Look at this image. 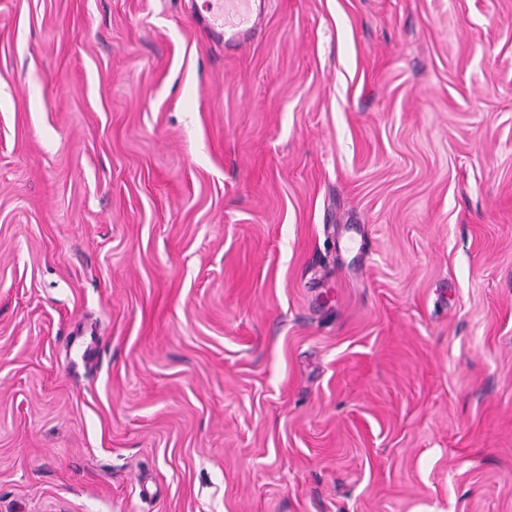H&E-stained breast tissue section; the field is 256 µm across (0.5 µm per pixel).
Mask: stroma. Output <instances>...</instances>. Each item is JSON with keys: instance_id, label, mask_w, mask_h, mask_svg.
<instances>
[{"instance_id": "stroma-1", "label": "stroma", "mask_w": 512, "mask_h": 512, "mask_svg": "<svg viewBox=\"0 0 512 512\" xmlns=\"http://www.w3.org/2000/svg\"><path fill=\"white\" fill-rule=\"evenodd\" d=\"M0 0V512H512V0ZM253 2L254 7L249 8L244 11H237L236 20L237 23L233 24V26L239 27L243 25H248L251 23L252 19L254 21L251 26L245 28H237L226 31V18L230 11L236 7V5L240 3H250ZM211 4L210 7H207L208 16L201 15L198 19V23L201 27L208 30V32L213 36L220 39L224 37V46L226 48L234 49L241 42L245 40V38L250 35L255 27L258 17H260L265 9L267 4L266 0H225L224 1V15H223V1L222 0H210L208 2ZM224 17V24H223Z\"/></svg>"}]
</instances>
